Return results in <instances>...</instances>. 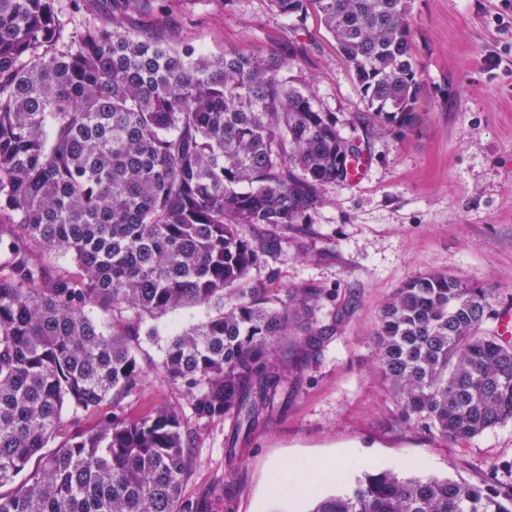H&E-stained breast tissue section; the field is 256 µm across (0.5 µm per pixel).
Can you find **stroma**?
<instances>
[{"instance_id":"stroma-1","label":"stroma","mask_w":512,"mask_h":512,"mask_svg":"<svg viewBox=\"0 0 512 512\" xmlns=\"http://www.w3.org/2000/svg\"><path fill=\"white\" fill-rule=\"evenodd\" d=\"M411 42L421 85L411 131L365 133L366 105L334 40L316 14L302 27L269 0H153L129 10L131 32L189 42L209 54L234 50L264 58L283 40L304 50L288 69L292 85L312 91L335 113L342 137H369L371 167L357 185L331 190L304 231L254 233L277 245L250 281L278 294L334 291L336 323L303 366L291 337L288 399L260 417L236 456L227 453L232 417L202 425L183 494L204 497L232 483L233 512H307L310 501L265 499L275 465L339 457L360 460L328 497L368 471L489 485V466L512 461V424L468 442L444 440L401 424L395 395L378 375L372 345L383 303L410 277L429 270L464 277L489 291L497 312L512 310V7L503 0H410ZM200 307L157 319L143 361H160L175 329L201 320Z\"/></svg>"}]
</instances>
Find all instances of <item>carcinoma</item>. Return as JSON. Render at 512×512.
Here are the masks:
<instances>
[{
  "label": "carcinoma",
  "instance_id": "obj_1",
  "mask_svg": "<svg viewBox=\"0 0 512 512\" xmlns=\"http://www.w3.org/2000/svg\"><path fill=\"white\" fill-rule=\"evenodd\" d=\"M59 2L0 0V512H203L182 495L183 407L130 418L123 402L153 370L195 422L231 414L248 436L283 387L277 349L294 329L316 348L336 317L329 293L250 283L274 247L252 228L303 231L369 142L288 84L292 41L211 56L123 30L149 0L72 28ZM270 2L298 27L316 13L379 126L413 127L408 0ZM487 297L429 272L383 304L376 367L403 424L467 442L512 422V343L486 328ZM187 306L206 318L141 362L148 320ZM491 471L498 492L366 472L309 512H512V463Z\"/></svg>",
  "mask_w": 512,
  "mask_h": 512
}]
</instances>
